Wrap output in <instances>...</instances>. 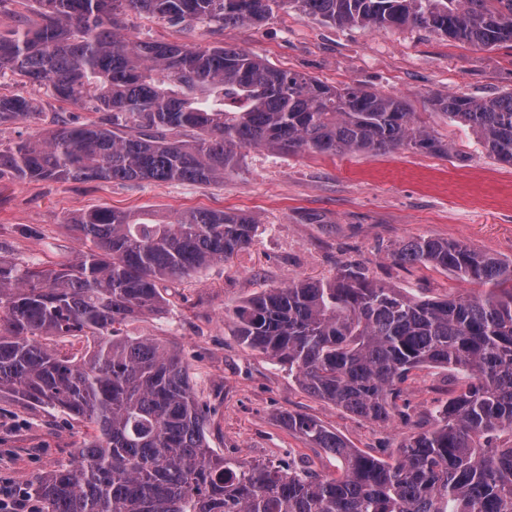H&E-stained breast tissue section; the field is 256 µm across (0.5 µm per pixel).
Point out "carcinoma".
I'll return each instance as SVG.
<instances>
[{
  "instance_id": "1",
  "label": "carcinoma",
  "mask_w": 512,
  "mask_h": 512,
  "mask_svg": "<svg viewBox=\"0 0 512 512\" xmlns=\"http://www.w3.org/2000/svg\"><path fill=\"white\" fill-rule=\"evenodd\" d=\"M292 6L331 24L417 26L480 48L512 45V0H0L39 22L0 32V71L46 83L60 102L100 116L0 147V175L19 180L218 183L237 149L449 155L399 96L337 88L247 51L120 36L133 10L172 25H255ZM432 110L512 165V92L441 94ZM37 102L0 94V124ZM85 251L50 265L0 259V392L60 408L93 430L74 465L39 479L40 512H512V265L455 240L400 244V264L489 286L418 299L346 268L293 278L235 310L237 336L310 394L386 424L423 367L453 370L459 388L407 436L393 462L351 447L301 412L288 432L336 456L342 474L235 465L209 448L207 405L179 355L122 326L155 310L162 282L247 246L256 221L194 209L89 210L72 219ZM90 336L89 352L47 343Z\"/></svg>"
}]
</instances>
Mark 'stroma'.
Masks as SVG:
<instances>
[{
    "label": "stroma",
    "mask_w": 512,
    "mask_h": 512,
    "mask_svg": "<svg viewBox=\"0 0 512 512\" xmlns=\"http://www.w3.org/2000/svg\"><path fill=\"white\" fill-rule=\"evenodd\" d=\"M120 32L130 41L220 42L331 86L398 95L428 131L453 144L451 158L413 149L329 157L245 147L236 170L211 184L0 176V256L22 262L73 259L84 245L71 221L97 207L168 217L204 208L254 217L249 245L230 260L164 282L160 310L127 322L124 333L179 352L210 409L209 446L228 461L250 465L283 457L336 477L335 456L281 425V415L295 411L320 419L353 447L390 460L405 436L431 428L433 407L448 398L450 371H414L397 414L379 424L308 394L286 368L241 343L234 311L291 278L328 279L344 265L420 297L480 291V284L449 271L394 264L390 253L398 244L423 238L459 240L512 263V166L490 157L447 117L430 114L428 105L435 94L511 91L512 47L480 49L417 27L330 25L291 7L265 23L219 31L205 24L173 27L130 11L121 17ZM0 93L34 98L43 110L1 125L5 145L44 132L47 113L74 123L91 117L87 109L55 101L46 87L9 75L0 78ZM87 438L84 424L66 413L0 395V480L16 489L29 491L39 478L74 463Z\"/></svg>",
    "instance_id": "obj_1"
}]
</instances>
